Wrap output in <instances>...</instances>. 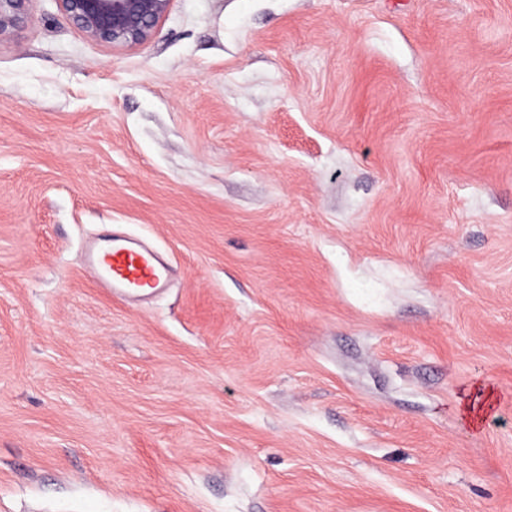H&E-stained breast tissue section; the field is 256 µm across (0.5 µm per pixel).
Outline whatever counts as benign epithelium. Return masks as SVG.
I'll return each mask as SVG.
<instances>
[{
  "label": "benign epithelium",
  "mask_w": 512,
  "mask_h": 512,
  "mask_svg": "<svg viewBox=\"0 0 512 512\" xmlns=\"http://www.w3.org/2000/svg\"><path fill=\"white\" fill-rule=\"evenodd\" d=\"M31 0H0V38L19 27ZM84 35L97 42L132 47L144 42L172 0H57Z\"/></svg>",
  "instance_id": "obj_1"
}]
</instances>
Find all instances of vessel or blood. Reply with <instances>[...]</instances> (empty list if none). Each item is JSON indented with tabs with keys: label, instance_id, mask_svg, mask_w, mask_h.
<instances>
[{
	"label": "vessel or blood",
	"instance_id": "1",
	"mask_svg": "<svg viewBox=\"0 0 512 512\" xmlns=\"http://www.w3.org/2000/svg\"><path fill=\"white\" fill-rule=\"evenodd\" d=\"M84 262L100 287L115 294L152 293L164 288L168 269L152 250L124 239L89 249Z\"/></svg>",
	"mask_w": 512,
	"mask_h": 512
}]
</instances>
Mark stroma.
Here are the masks:
<instances>
[{
  "mask_svg": "<svg viewBox=\"0 0 512 512\" xmlns=\"http://www.w3.org/2000/svg\"><path fill=\"white\" fill-rule=\"evenodd\" d=\"M118 232L172 268L112 295ZM0 512H512V0H57L0 39ZM84 35L112 46L144 42L172 0H57Z\"/></svg>",
  "mask_w": 512,
  "mask_h": 512,
  "instance_id": "1",
  "label": "stroma"
}]
</instances>
